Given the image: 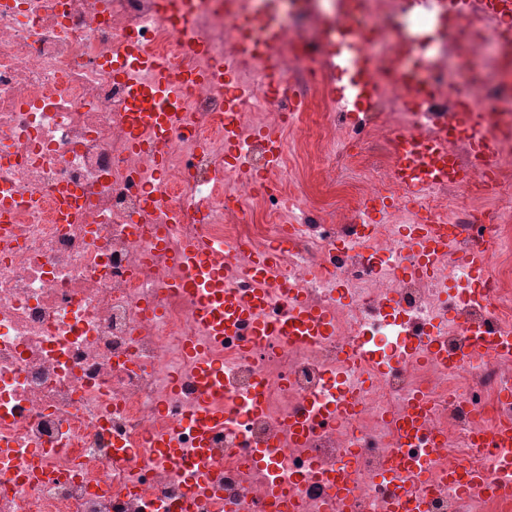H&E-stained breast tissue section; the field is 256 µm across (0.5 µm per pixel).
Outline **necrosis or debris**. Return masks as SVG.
<instances>
[{"label": "necrosis or debris", "mask_w": 512, "mask_h": 512, "mask_svg": "<svg viewBox=\"0 0 512 512\" xmlns=\"http://www.w3.org/2000/svg\"><path fill=\"white\" fill-rule=\"evenodd\" d=\"M365 8L368 46L390 45L404 27L396 0ZM315 9L314 0L288 8L274 46L288 91L274 96L231 48L227 0H208L188 33L161 18L156 0H0V512H393L392 493L411 487L422 494L420 512H512L485 489L464 493L448 482L453 468L497 479L512 457V448H477L471 438L512 420V358L460 351L475 323L512 338V233L486 212L482 232L459 225L435 273L415 277L420 256L406 233L415 213L406 206L367 232L358 203L346 206L344 223L324 224L291 190L286 159L269 163L253 144L247 172L224 164L225 86L200 73L224 65L244 88V134L274 126L296 135L306 119L289 98L321 84ZM457 36L465 43L457 64L468 72L452 79L453 65L441 62L424 109L411 110L401 83L384 74L363 116L333 103L323 109L325 186L363 150L392 167L395 135L435 134L458 86L485 127L512 125V89L477 66L500 48L484 0H471ZM153 59L181 77L165 97L175 119L160 136V173L159 136L144 129L132 150L124 118L132 102L123 75L132 67L139 83H151ZM502 150L495 173L459 192L427 187L420 208L443 223L449 194L464 217L476 202L495 203L512 186V139ZM261 174L277 193L262 191ZM256 209L263 223H245ZM200 236L223 243L228 269L283 244L276 279L264 287L265 314L297 304L321 311L327 335H211L194 299L175 290L185 276L177 257ZM464 248L489 251V308L454 307L466 277L455 255ZM283 280L294 296L281 292ZM432 342L455 351L454 364L427 352ZM369 346L372 362L362 357ZM203 364L223 373V388L199 386ZM258 385L254 411L247 402ZM347 392L352 411H336ZM418 395L429 409L407 451L421 467L406 479L390 468L394 421ZM201 412L224 421L196 483L156 441L191 453ZM264 448L277 455L278 473L263 462ZM339 472L342 497L332 486Z\"/></svg>", "instance_id": "necrosis-or-debris-1"}]
</instances>
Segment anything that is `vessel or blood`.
Returning a JSON list of instances; mask_svg holds the SVG:
<instances>
[{
	"label": "vessel or blood",
	"mask_w": 512,
	"mask_h": 512,
	"mask_svg": "<svg viewBox=\"0 0 512 512\" xmlns=\"http://www.w3.org/2000/svg\"><path fill=\"white\" fill-rule=\"evenodd\" d=\"M195 0H159L160 15L167 20H177L179 28L185 29L194 14ZM275 0H264V21H255L253 16L236 13L234 16V42L237 52L249 55L257 61H266L269 44L273 40L278 25L274 10ZM342 10L352 19L351 24L343 29L329 25L324 29L325 55L332 68L345 73L362 74L360 92L365 99H372L374 83L365 79L364 73L371 68L372 60L362 48L364 30L357 22V0H341ZM412 10L418 11L435 6L433 26L435 31L451 30L464 14L469 4L467 0H408ZM484 11L490 20L510 21L511 26L501 29L503 43L512 42V0H484ZM418 44L406 33H398L394 40L395 70L399 77L408 79L412 92L409 100L412 106L423 107L426 101L421 92L427 80L428 69L416 67ZM154 84L150 87L136 86L139 101L138 111L128 113L127 124L130 130L129 141L132 146L141 142L140 130L147 123H154L156 128H163L164 115L154 109L158 89L173 84L176 75L162 62L154 61L152 65ZM227 89L225 102L227 111L224 115V142L226 161L233 167H240L245 151L241 131V115L235 110L238 96L232 83L233 76H226ZM448 117V127L443 132L431 135H401L395 142L394 175L409 192H416L428 185L448 184L464 187L473 182L477 174L494 171L502 156L496 140L481 129V117L475 111L465 93H458ZM253 142L262 146L271 160H278L283 152V136L279 129L263 128L252 136ZM461 141L469 149L468 160L459 159L450 149L451 142ZM457 233L455 225L434 224L426 217H419L410 225L409 235L418 247L423 259L420 272H428L431 265L444 258L448 244ZM215 244L202 239L192 244L179 261L187 269L186 277L179 283L181 293L198 297L197 320L212 334L220 336L225 331L237 327L240 320H250L254 334L273 333L288 339L327 334L331 325L327 316L313 309L298 308L289 311L276 323H269L262 318L264 304L263 285L269 279L277 251L253 259L245 270L244 276L253 285L252 290L240 292L234 288L232 270L214 264L211 257L216 253ZM459 261L469 270L470 286L466 296L471 302L489 306V298L482 292L480 282L484 277L487 256L485 252L464 250L458 255ZM464 352L474 356L493 354L508 356L512 354V340H503L495 336L493 330L483 326L471 331L463 347ZM425 410L423 398H416L411 409L402 415L396 423L398 448L391 458V467L399 473H410L411 467L405 454L406 447L416 438L421 429ZM448 479L461 489L467 490L490 486L494 497L512 500V475L495 483H488L481 472L460 469L449 473Z\"/></svg>",
	"instance_id": "b4317fda"
}]
</instances>
